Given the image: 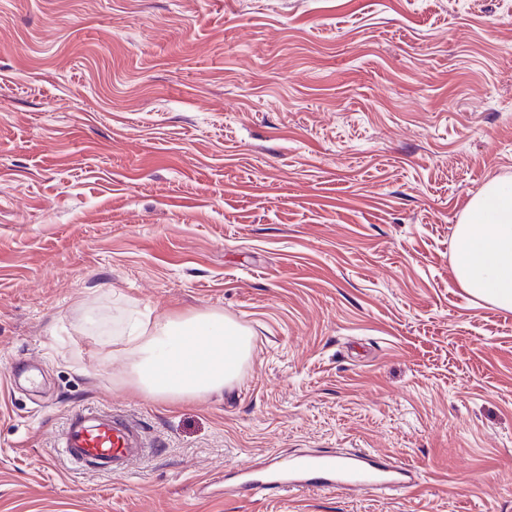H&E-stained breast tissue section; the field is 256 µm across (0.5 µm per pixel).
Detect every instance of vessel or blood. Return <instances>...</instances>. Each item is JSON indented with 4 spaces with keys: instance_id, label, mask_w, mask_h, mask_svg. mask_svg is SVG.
<instances>
[{
    "instance_id": "1",
    "label": "vessel or blood",
    "mask_w": 512,
    "mask_h": 512,
    "mask_svg": "<svg viewBox=\"0 0 512 512\" xmlns=\"http://www.w3.org/2000/svg\"><path fill=\"white\" fill-rule=\"evenodd\" d=\"M59 448L66 457L102 472L124 470L131 462L152 453L134 421L106 413L90 415L83 410L72 414ZM414 485L406 465L390 463L378 454L358 449L348 453H305L289 459L284 466L272 462L240 470L235 474L233 488L245 496L311 489L388 494Z\"/></svg>"
}]
</instances>
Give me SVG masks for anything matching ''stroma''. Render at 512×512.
Listing matches in <instances>:
<instances>
[{"label": "stroma", "mask_w": 512, "mask_h": 512, "mask_svg": "<svg viewBox=\"0 0 512 512\" xmlns=\"http://www.w3.org/2000/svg\"><path fill=\"white\" fill-rule=\"evenodd\" d=\"M495 176L512 0H0V512H512V311L453 272ZM206 312L238 378L138 389L133 323ZM79 408L154 455L78 469ZM324 448L419 483L224 492Z\"/></svg>", "instance_id": "stroma-1"}]
</instances>
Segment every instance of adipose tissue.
<instances>
[{
    "mask_svg": "<svg viewBox=\"0 0 512 512\" xmlns=\"http://www.w3.org/2000/svg\"><path fill=\"white\" fill-rule=\"evenodd\" d=\"M454 273L472 296L512 311V179L495 177L474 196L455 230ZM139 386L161 400L221 392L237 376L249 341L217 313L136 323L125 340Z\"/></svg>",
    "mask_w": 512,
    "mask_h": 512,
    "instance_id": "adipose-tissue-1",
    "label": "adipose tissue"
}]
</instances>
